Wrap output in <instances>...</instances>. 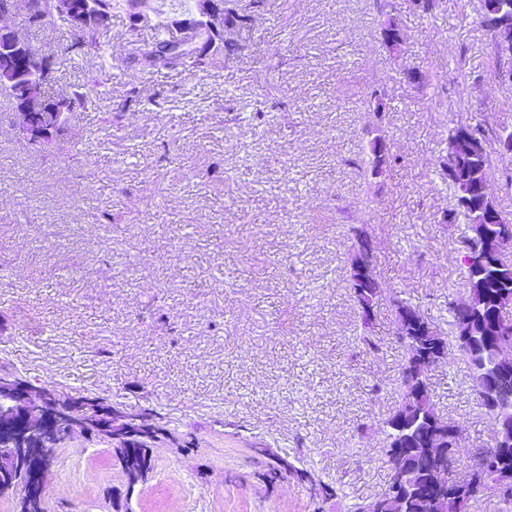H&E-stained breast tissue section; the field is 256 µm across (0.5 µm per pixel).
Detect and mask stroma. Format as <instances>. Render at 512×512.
<instances>
[{
	"label": "stroma",
	"mask_w": 512,
	"mask_h": 512,
	"mask_svg": "<svg viewBox=\"0 0 512 512\" xmlns=\"http://www.w3.org/2000/svg\"><path fill=\"white\" fill-rule=\"evenodd\" d=\"M113 8L99 52L61 59L55 24L6 18L58 56L43 92L96 78L65 149L23 148L0 95V368L37 389L97 398L158 423L147 480L128 488L115 449L76 431L43 489L47 512H348L390 478L384 421L401 402L395 300L447 341L427 371L438 412L461 429L459 471L493 446L455 339L467 230L440 160L450 129L486 122L488 191L512 216V83L480 0H264L227 30L207 71L141 61L158 24L198 0ZM394 17L392 53L380 32ZM162 106H152L158 91ZM263 121H255L256 112ZM396 159L374 179L369 133ZM368 225L382 298L371 321L348 287L350 226ZM381 349L370 352L363 334ZM302 469L268 482L269 452ZM338 488L312 498L313 488Z\"/></svg>",
	"instance_id": "stroma-1"
}]
</instances>
